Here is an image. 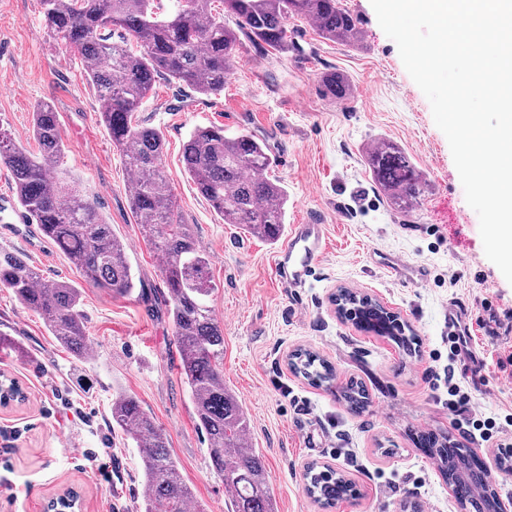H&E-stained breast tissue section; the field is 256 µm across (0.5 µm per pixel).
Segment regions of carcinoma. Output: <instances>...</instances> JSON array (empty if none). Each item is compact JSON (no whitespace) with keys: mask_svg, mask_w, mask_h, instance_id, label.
<instances>
[{"mask_svg":"<svg viewBox=\"0 0 512 512\" xmlns=\"http://www.w3.org/2000/svg\"><path fill=\"white\" fill-rule=\"evenodd\" d=\"M212 0H176L161 11L159 0H39L52 36L77 52L101 102V121L120 149L133 181L130 208L144 240L163 257L161 274L169 293V314L179 349L180 374L187 384L198 429L205 434L215 473L224 479L230 512H275V489L264 458L252 446L250 420L237 397L224 385V327L214 316V284L209 255L183 223L162 166L160 132L141 123L136 112L156 77L166 76L201 93L224 90L239 57L240 36L274 51L288 48V20L303 18L322 38L348 46L362 41L357 17L340 0H224L215 12ZM235 20L237 29L226 24ZM325 92L337 99L349 94L343 75L323 76ZM33 153L0 129V163L14 179L16 199L37 224L40 234L65 254L90 285L125 296L135 288L126 246L96 207L60 169L65 145L59 115L49 104L33 112ZM272 163L265 143L222 126L200 127L186 141L185 173L200 194L224 217L270 244L282 236L288 190L267 176ZM376 188L390 203L407 211L426 187L418 167L403 149L382 140L365 155ZM0 287L9 288L37 313L54 339L79 359L90 350L80 291L50 280L17 254L0 250ZM343 314L358 307L388 315L366 295L348 289L337 297ZM314 384L331 380V367L319 356L300 351L291 362ZM345 401L366 404L363 387L350 383ZM112 427L136 444L147 495L144 512H204L184 482L168 450V439L139 401L120 393L112 399ZM442 473L453 482L448 445L432 447ZM308 492L323 506L347 499L354 488L328 466L311 464L305 473Z\"/></svg>","mask_w":512,"mask_h":512,"instance_id":"carcinoma-1","label":"carcinoma"}]
</instances>
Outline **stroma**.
<instances>
[{"label": "stroma", "mask_w": 512, "mask_h": 512, "mask_svg": "<svg viewBox=\"0 0 512 512\" xmlns=\"http://www.w3.org/2000/svg\"><path fill=\"white\" fill-rule=\"evenodd\" d=\"M342 5L361 21L357 47L325 40L307 20L294 18L287 51L244 43L222 93L200 94L160 77L138 114L161 132L177 210L209 254L211 305L224 325V383L250 419L278 512H470L455 499L439 461L418 445L416 430L424 425L474 448L500 500L511 503L512 470L499 467L497 440L464 439L435 376L448 365L466 375L472 413L512 437V284L484 253L479 218L466 202L447 138L371 0ZM329 72L348 78L346 98L325 93ZM43 102L59 114L64 169L127 246L135 288L115 297L84 283L24 215L12 174L0 165V248L79 288L95 350L77 360L35 312L0 288V332L28 351L21 360L0 354V374L27 394L0 409V512H42L46 500L70 487L81 493L84 512H142L147 488L137 450L111 424L112 399L121 392L135 396L161 426L206 512H227L224 481L212 469L178 369L157 253L134 222L129 172L100 120L84 63L50 36L38 0H0V125L31 151L37 148L32 114ZM211 125L251 134L269 154L285 155L268 175L288 189V223L326 225L325 255L299 293L275 275L280 244L225 223L184 172L190 133ZM384 139L427 174L428 187L412 210L393 207L365 167L367 149ZM386 257L398 260L402 272L382 267ZM416 266L425 267L426 280L413 276ZM342 288L397 315L418 338L413 350L339 318L331 297ZM453 307L469 327L472 354L452 363ZM299 349L326 360L334 380L317 386L294 374L288 358ZM353 380L368 394L359 413L342 396ZM105 447L112 455L108 481L82 456ZM311 463L336 469L355 484V496L327 509L315 503L305 492Z\"/></svg>", "instance_id": "1"}]
</instances>
